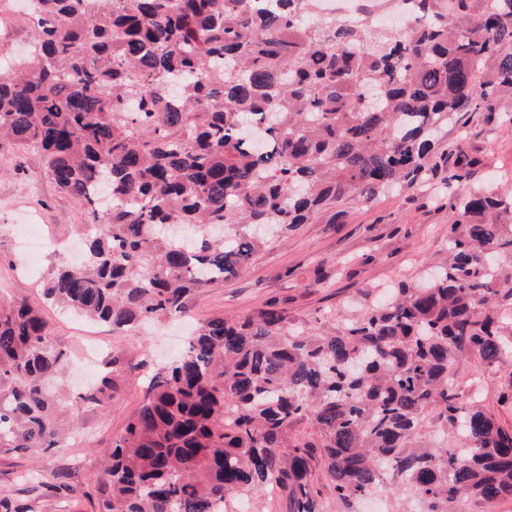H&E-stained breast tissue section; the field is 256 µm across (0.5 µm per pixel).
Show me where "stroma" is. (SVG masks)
Masks as SVG:
<instances>
[{"label":"stroma","instance_id":"stroma-1","mask_svg":"<svg viewBox=\"0 0 512 512\" xmlns=\"http://www.w3.org/2000/svg\"><path fill=\"white\" fill-rule=\"evenodd\" d=\"M34 27L22 0H0V64L24 55ZM475 164L470 182L482 185L512 179V133L467 120L462 132ZM436 183L389 192L371 202L344 205L341 219L324 211L298 230L272 238L246 267L225 275L223 283L200 288L186 302V313L145 326L139 334L118 333L48 304L41 284L50 268L70 264V242H82L80 207L46 176L39 152L0 149V298L39 308L54 343L69 355L52 383L62 406L78 404L80 394L102 377L112 391L101 404L80 406L76 431L55 453L26 456L0 454V499L15 512H98L96 486L102 460L123 434L129 415L139 406L150 376L181 351L189 329L223 315H247L273 305L294 322L329 326L359 314L383 297L399 278L420 276L448 245L452 213L438 200ZM24 224L39 225L51 240L39 263H31L20 235ZM324 285H317V278ZM97 345V365L86 376L83 355ZM458 388L478 395L479 403L512 430V372L505 368L459 366ZM313 487L325 512H407L399 496L380 492L350 502L338 500L316 468Z\"/></svg>","mask_w":512,"mask_h":512}]
</instances>
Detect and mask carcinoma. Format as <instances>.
<instances>
[{
  "label": "carcinoma",
  "mask_w": 512,
  "mask_h": 512,
  "mask_svg": "<svg viewBox=\"0 0 512 512\" xmlns=\"http://www.w3.org/2000/svg\"><path fill=\"white\" fill-rule=\"evenodd\" d=\"M107 2L34 0L30 58L0 75V145L38 150L88 228L83 263L49 271L46 299L121 331L183 314L249 263L256 227L417 187L437 154L453 219L436 274L362 316L201 323L129 415L100 512H232L270 488L290 512H323L320 462L345 500H511L512 431L454 368L512 363V188H469L464 137L436 134L476 113L512 127V0H405L400 33L313 22L307 0ZM64 361L37 310L0 304V452L65 438L49 387Z\"/></svg>",
  "instance_id": "carcinoma-1"
}]
</instances>
